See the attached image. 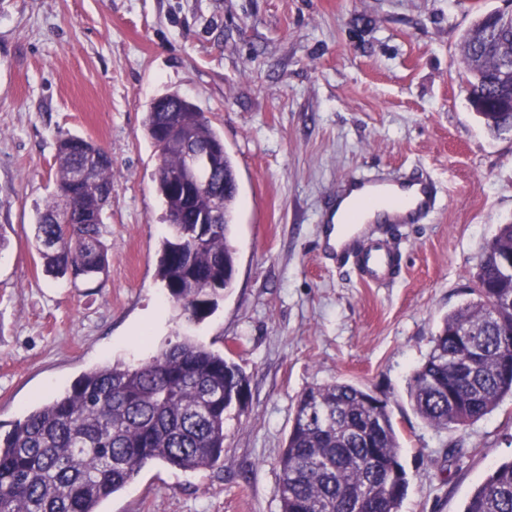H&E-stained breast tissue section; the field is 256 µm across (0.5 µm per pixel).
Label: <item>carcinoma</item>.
<instances>
[{
    "label": "carcinoma",
    "mask_w": 512,
    "mask_h": 512,
    "mask_svg": "<svg viewBox=\"0 0 512 512\" xmlns=\"http://www.w3.org/2000/svg\"><path fill=\"white\" fill-rule=\"evenodd\" d=\"M462 44L477 116L493 133L511 132L500 74L512 57V26L467 31ZM167 107L180 112L191 144L219 148L217 174L200 168L196 197L167 181L191 145L161 134ZM144 126L158 152L156 180L171 228L158 276L174 306L201 320L235 279L236 165L210 120L176 92L152 103ZM55 165L35 246L47 274L90 283L108 265L103 216L112 204V158L92 140L67 136L58 140ZM210 196L221 201L225 223H196ZM502 253H512V224L499 226L480 260L476 297L445 316L410 377L413 410L438 430L478 421L512 396V271L499 262ZM244 383L238 364L189 337L141 365L118 361L84 373L0 435V512H100L149 462L182 471L213 466L224 455V415ZM399 451L387 402L344 382L307 389L279 459L281 512H398L408 488ZM462 512H512V459Z\"/></svg>",
    "instance_id": "carcinoma-1"
}]
</instances>
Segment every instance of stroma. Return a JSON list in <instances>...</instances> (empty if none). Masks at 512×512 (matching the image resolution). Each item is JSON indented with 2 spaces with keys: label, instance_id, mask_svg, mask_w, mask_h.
I'll use <instances>...</instances> for the list:
<instances>
[{
  "label": "stroma",
  "instance_id": "stroma-1",
  "mask_svg": "<svg viewBox=\"0 0 512 512\" xmlns=\"http://www.w3.org/2000/svg\"><path fill=\"white\" fill-rule=\"evenodd\" d=\"M501 0H0V433L84 372L144 362L187 334L249 379L224 455L150 463L101 512H280L279 457L297 400L339 381L388 404L408 489L399 512H461L512 459V397L463 428L413 410L412 371L471 300L487 243L512 224V132L469 103L460 41ZM176 92L237 167L235 281L187 323L157 277L168 231L144 121ZM101 145L115 173L105 273H45L34 224L60 138ZM428 172L423 223L377 224L406 268L371 288L320 247L331 196L359 175ZM463 449L460 457L451 456Z\"/></svg>",
  "mask_w": 512,
  "mask_h": 512
}]
</instances>
